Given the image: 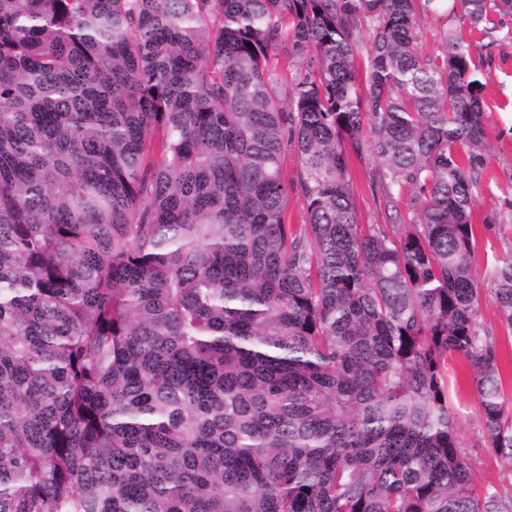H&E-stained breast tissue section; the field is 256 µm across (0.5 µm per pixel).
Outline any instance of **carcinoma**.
<instances>
[{"instance_id":"obj_1","label":"carcinoma","mask_w":512,"mask_h":512,"mask_svg":"<svg viewBox=\"0 0 512 512\" xmlns=\"http://www.w3.org/2000/svg\"><path fill=\"white\" fill-rule=\"evenodd\" d=\"M440 2L0 0V512H512L448 397L456 352L512 470L473 265L487 59L454 29L421 53ZM366 127L403 224L359 222ZM489 281L512 330V253ZM460 29L459 25L446 21L442 11L420 14V49L423 55L441 57L445 50L442 35L448 28Z\"/></svg>"}]
</instances>
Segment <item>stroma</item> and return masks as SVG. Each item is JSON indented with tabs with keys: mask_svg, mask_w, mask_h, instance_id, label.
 Listing matches in <instances>:
<instances>
[{
	"mask_svg": "<svg viewBox=\"0 0 512 512\" xmlns=\"http://www.w3.org/2000/svg\"><path fill=\"white\" fill-rule=\"evenodd\" d=\"M495 43L483 45L488 64L483 72L488 103L486 133L490 144L486 162L476 189V220L503 209L512 200V15L495 16ZM375 169L370 153L351 160L353 194L359 220L364 224H398L418 209L411 194H404L397 211L385 212L380 188L373 179ZM512 252V226L495 224L491 229H478L473 264L480 273H488L497 259ZM480 325L498 339L503 358L502 383L512 393V333L502 324L491 298H483ZM448 396L458 413L459 431L469 458L476 489L492 486L504 494H512V471L487 445L478 412L477 394L472 381V368L464 357L452 354L447 359Z\"/></svg>",
	"mask_w": 512,
	"mask_h": 512,
	"instance_id": "1",
	"label": "stroma"
}]
</instances>
